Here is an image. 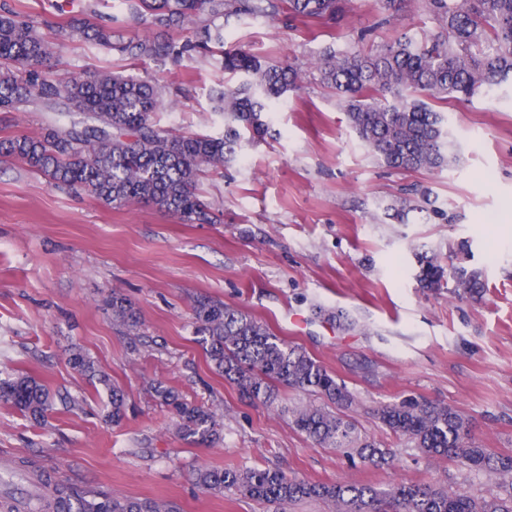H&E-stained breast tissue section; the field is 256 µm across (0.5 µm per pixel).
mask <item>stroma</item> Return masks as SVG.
Listing matches in <instances>:
<instances>
[{"label":"stroma","instance_id":"35a3bbf8","mask_svg":"<svg viewBox=\"0 0 512 512\" xmlns=\"http://www.w3.org/2000/svg\"><path fill=\"white\" fill-rule=\"evenodd\" d=\"M6 2L50 40L55 25L92 12L116 18L125 36L149 32L126 0H72L63 15L59 0ZM401 13L385 24L376 0H346L333 24L282 15L225 22L226 46L292 62L303 82L267 113L265 137L202 178L221 223L185 224L150 205L115 209L0 155V378L32 375L55 402L44 425L0 404V474H13L14 492L34 490L35 471L45 470L116 498L162 499L176 512H329L319 500L278 506L195 482L202 467H258L316 483L498 493L497 480L420 455L376 416L410 397L447 404L484 447L512 455V89L499 102L445 104L458 163L395 171L368 154L312 67L329 46L390 42L406 21L420 35L436 29L424 0H403ZM52 66L64 75L105 68L170 89L176 104L156 120L175 134H222L213 95L238 84L205 57L134 60L79 37L60 44ZM401 204L411 210L400 221ZM420 253L480 271L482 293L461 300L421 288ZM116 292L136 308L137 334L113 322ZM201 299L268 324L343 380L354 395L348 415L394 451L393 465L351 462L298 432L288 410L309 403L305 393L280 389L270 405L242 398L194 333ZM76 348L123 390L121 424L105 420L104 387L70 366ZM159 381L214 410L219 440L179 438L151 389Z\"/></svg>","mask_w":512,"mask_h":512}]
</instances>
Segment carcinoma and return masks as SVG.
Wrapping results in <instances>:
<instances>
[{"mask_svg": "<svg viewBox=\"0 0 512 512\" xmlns=\"http://www.w3.org/2000/svg\"><path fill=\"white\" fill-rule=\"evenodd\" d=\"M436 32L417 37L404 27L393 41L369 49L357 45L323 52L314 64L319 81L347 112L350 127L378 162L392 169L432 171L457 160L459 143L436 101L470 102L494 97L512 78V0H425ZM296 21L336 20L342 0H130V10L155 29L151 36L126 40L108 24L85 20L79 32L95 44L131 59L205 56L219 68L241 74L233 90L215 95L224 113V135H173L159 127L157 112L174 105L148 80L98 70L82 76L54 75V43L13 9H0V112L42 106L57 115L41 131L0 139V152L12 155L57 185L82 188L115 209L148 204L178 216L185 224H218L220 215L202 199L199 181L206 170H222L248 133L268 130L263 114L271 102L297 87L301 73L284 64L261 63L224 47L219 18L240 15L274 18L283 10ZM195 25L194 38L177 43L169 32ZM417 279L439 291L453 280L460 298L480 292L481 274L462 265L444 268L438 256L419 254ZM107 306L112 321L137 330L138 312L114 293ZM195 332L214 368L240 395L264 405L277 386L304 391L331 404L350 407L352 393L303 349L277 336L245 312L216 301L194 307ZM69 362L110 392L107 418L125 415L122 390L98 373L95 362L75 350ZM155 396L176 418L179 435L194 443L216 439L214 413L183 399L161 382ZM0 402L44 422L53 398L35 377L0 379ZM378 419L428 458L446 457L488 473L505 496L474 498L434 485L398 484L385 490L351 483H311L277 470L201 469L206 491L235 490L268 502L287 504L318 498L336 512H512V455L479 446L469 421L456 408L405 399L381 407ZM291 422L323 448L347 450L350 460L377 467L392 454L363 437L353 420L324 406L291 411ZM49 512H174L150 498L117 499L68 483L54 482Z\"/></svg>", "mask_w": 512, "mask_h": 512, "instance_id": "obj_1", "label": "carcinoma"}]
</instances>
